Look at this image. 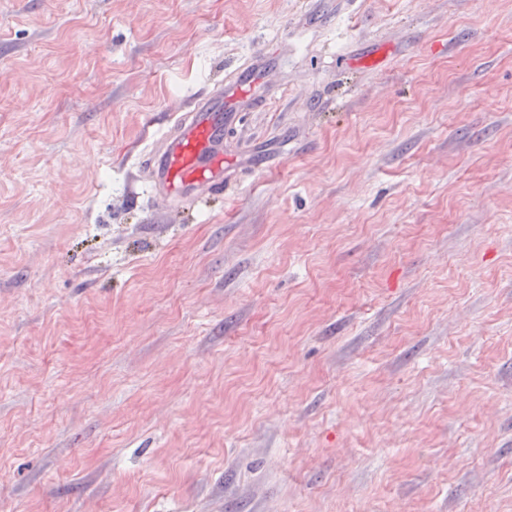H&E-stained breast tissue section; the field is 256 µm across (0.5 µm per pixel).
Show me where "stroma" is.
I'll return each mask as SVG.
<instances>
[{"label": "stroma", "instance_id": "stroma-1", "mask_svg": "<svg viewBox=\"0 0 512 512\" xmlns=\"http://www.w3.org/2000/svg\"><path fill=\"white\" fill-rule=\"evenodd\" d=\"M0 512H512V0H0ZM268 69L267 64H246L231 83L197 96L189 113L177 117L163 134L162 146L142 155L159 208L199 201L223 189L231 171L224 132L240 122L244 105L265 82Z\"/></svg>", "mask_w": 512, "mask_h": 512}]
</instances>
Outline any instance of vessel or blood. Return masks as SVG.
I'll use <instances>...</instances> for the list:
<instances>
[{"label": "vessel or blood", "instance_id": "vessel-or-blood-1", "mask_svg": "<svg viewBox=\"0 0 512 512\" xmlns=\"http://www.w3.org/2000/svg\"><path fill=\"white\" fill-rule=\"evenodd\" d=\"M266 71V65L246 64L231 83L197 96L189 113L177 117L164 134L162 146L142 155L159 208L198 201L223 189L230 174L224 134L240 122L244 105L264 83Z\"/></svg>", "mask_w": 512, "mask_h": 512}]
</instances>
